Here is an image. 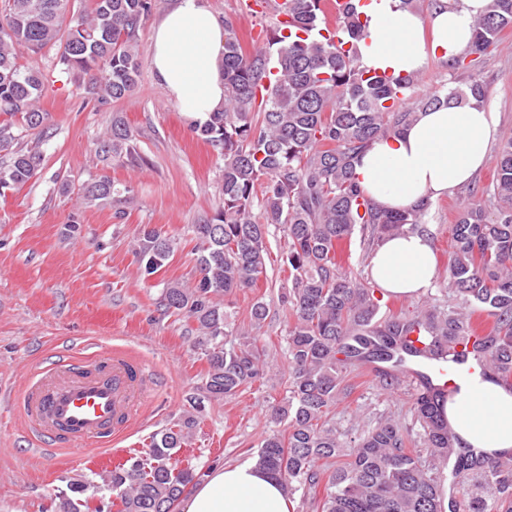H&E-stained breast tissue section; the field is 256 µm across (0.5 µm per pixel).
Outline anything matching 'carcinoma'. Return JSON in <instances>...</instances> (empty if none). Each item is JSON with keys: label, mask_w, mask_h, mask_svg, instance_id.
Instances as JSON below:
<instances>
[{"label": "carcinoma", "mask_w": 512, "mask_h": 512, "mask_svg": "<svg viewBox=\"0 0 512 512\" xmlns=\"http://www.w3.org/2000/svg\"><path fill=\"white\" fill-rule=\"evenodd\" d=\"M154 8L155 0H82L78 7L73 0H0V152L10 154L0 166V190H19L37 177L41 153L19 147L18 140L49 130V113L38 103L42 73L19 62V49L37 55L67 26L58 64L99 72L89 93L102 103L120 100L137 87L139 30ZM280 9L285 19L250 53L224 19V109L192 126L224 157L223 204L192 225L199 278L191 286L167 284L159 304L196 323L208 365L205 383L177 425L156 433L145 455L100 474L97 488L106 494L105 505L112 496L119 500L120 512H174L196 481L195 469L178 468L177 455L197 414L267 373L259 337L226 339V305L263 274L274 226L283 232L289 270L290 285L281 295L293 315L289 387L272 409L275 429L257 465L291 492L314 496L324 485L321 512H512V455L460 445L445 416L446 402L462 384L412 393L420 448L411 447L408 428L394 419L369 423L352 437L329 418L350 394L353 369L374 366L379 385L390 389L407 377L405 364L414 356L448 367L475 358L481 379L512 391V138L494 158V209L471 200L457 211L445 299L408 313L383 311L378 289L343 271L337 249L351 245L358 231L378 243L418 231L428 210L378 209L354 181V162L423 110L483 104L487 86L472 79L410 103L404 89L415 75L385 79L362 66L358 43L368 36V17L354 0L342 5L332 29L324 0H283ZM472 28L468 49L448 57L449 70L468 68V57L484 55L512 28V0H490ZM131 141L130 129L115 116L100 151L130 155ZM131 192L101 175L82 184L80 199L114 204ZM176 246L174 236L145 225L134 248L143 276L164 267ZM477 311L492 321L483 335L474 334L471 323ZM268 314V304L256 300L252 325L261 328ZM329 459L336 468L326 475L319 462ZM89 487L71 482L59 497L60 512H83Z\"/></svg>", "instance_id": "1"}]
</instances>
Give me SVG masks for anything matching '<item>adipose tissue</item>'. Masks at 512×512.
Listing matches in <instances>:
<instances>
[{"mask_svg":"<svg viewBox=\"0 0 512 512\" xmlns=\"http://www.w3.org/2000/svg\"><path fill=\"white\" fill-rule=\"evenodd\" d=\"M489 0H459L431 17L401 7L400 0H370L369 35L358 44L369 69L405 75L468 48L472 21ZM224 23L206 0H176L152 31L150 66L157 82L191 122L204 123L224 104ZM498 114L481 105L418 113L400 133L375 140L353 176L379 208L416 210L472 181L485 167ZM387 292L412 298L434 283L430 236L415 231L385 238L369 265ZM444 411L467 444L492 452L512 450V392L480 379L462 387ZM280 482L256 463L216 466L188 488L177 512H293Z\"/></svg>","mask_w":512,"mask_h":512,"instance_id":"adipose-tissue-1","label":"adipose tissue"}]
</instances>
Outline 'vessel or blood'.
<instances>
[{"mask_svg":"<svg viewBox=\"0 0 512 512\" xmlns=\"http://www.w3.org/2000/svg\"><path fill=\"white\" fill-rule=\"evenodd\" d=\"M408 374L415 385H446L448 372L414 359ZM153 382L139 359L125 350L75 359L60 351L21 393L34 453L51 456L71 444L93 441L108 451L130 431Z\"/></svg>","mask_w":512,"mask_h":512,"instance_id":"obj_1","label":"vessel or blood"}]
</instances>
